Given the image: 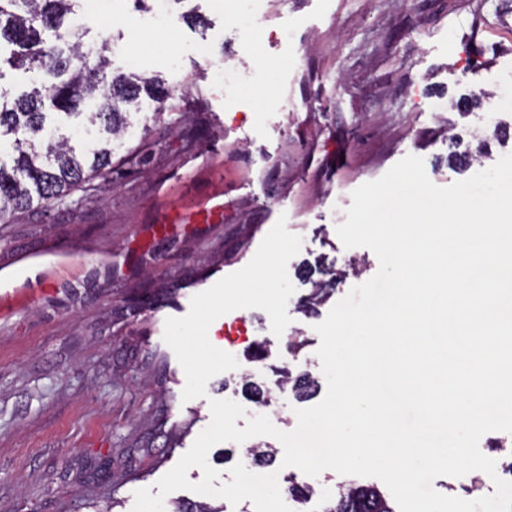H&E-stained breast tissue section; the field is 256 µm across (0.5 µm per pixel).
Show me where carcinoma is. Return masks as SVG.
<instances>
[{
	"label": "carcinoma",
	"mask_w": 512,
	"mask_h": 512,
	"mask_svg": "<svg viewBox=\"0 0 512 512\" xmlns=\"http://www.w3.org/2000/svg\"><path fill=\"white\" fill-rule=\"evenodd\" d=\"M77 0H0V67L35 71L48 77L14 99L0 90V140L11 153L0 156V232L20 215L35 208L49 209L76 190L86 195L110 182L113 165L137 164L143 154L136 148L112 162V141L131 126L130 117L138 108L141 93L164 100L156 76L108 75L110 43L102 41L93 57L84 53L85 32H67L59 45L49 35L63 28L75 12ZM56 113L44 111L45 104ZM86 116V125L96 129L91 143L75 146L58 123L49 118ZM99 183H94V180ZM361 272V263L352 259L344 269H330L325 277L312 281L302 308L313 312L330 295L337 280ZM280 385L307 395L316 387L285 370ZM171 512H224V507L206 500L196 503L175 501ZM321 512H394L376 490L361 486H341L338 496L323 504Z\"/></svg>",
	"instance_id": "obj_1"
}]
</instances>
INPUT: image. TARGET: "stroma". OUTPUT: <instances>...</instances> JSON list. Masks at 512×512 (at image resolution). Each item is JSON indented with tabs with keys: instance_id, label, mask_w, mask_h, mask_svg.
<instances>
[{
	"instance_id": "1",
	"label": "stroma",
	"mask_w": 512,
	"mask_h": 512,
	"mask_svg": "<svg viewBox=\"0 0 512 512\" xmlns=\"http://www.w3.org/2000/svg\"><path fill=\"white\" fill-rule=\"evenodd\" d=\"M154 0H111L113 40L143 53L159 76L165 112L142 96L118 155L152 139L141 163L112 175L91 199L70 197L22 215L0 237V258L72 242L78 283L53 285L0 319V512H132L211 421L210 400L232 399L246 417L297 425L305 400L274 392L270 406L239 376L273 385L276 370L321 376L315 325L332 303L379 269L368 248H347L336 227L351 195L412 154L440 187L469 178L452 148L512 153V108L495 95L512 84V0H266L251 20L246 0H169L171 27L144 31ZM244 72L245 88L217 84L209 63ZM479 96L467 113L457 100ZM224 169L216 184L211 166ZM199 204L224 194V220L145 237L180 178ZM364 264L339 283L318 315L300 311L310 267ZM267 263L269 286L248 291ZM200 299L181 323L173 306ZM304 336L298 354L288 339ZM266 358L250 363L253 343ZM320 500L341 484L384 490L373 477L332 470L311 478Z\"/></svg>"
}]
</instances>
